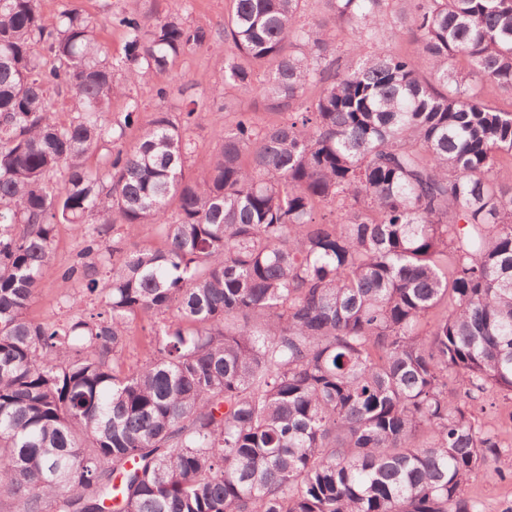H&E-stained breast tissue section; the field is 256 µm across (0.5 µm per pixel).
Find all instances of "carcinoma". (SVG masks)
Here are the masks:
<instances>
[{"label":"carcinoma","mask_w":512,"mask_h":512,"mask_svg":"<svg viewBox=\"0 0 512 512\" xmlns=\"http://www.w3.org/2000/svg\"><path fill=\"white\" fill-rule=\"evenodd\" d=\"M305 2L230 0L218 40L118 13L117 59L90 17L0 0V512H478L502 444L475 408L512 399V110L470 81L512 99V0ZM195 50L215 100L265 66L272 119L217 108L190 178L197 101L132 144L138 101L108 106ZM60 224L101 311L43 324ZM191 138L196 147V153L200 155L215 151L224 140V120L214 121L210 112L201 111L198 123L190 129Z\"/></svg>","instance_id":"carcinoma-1"}]
</instances>
